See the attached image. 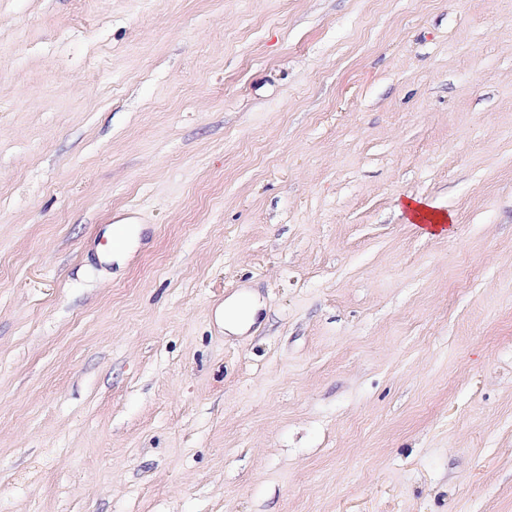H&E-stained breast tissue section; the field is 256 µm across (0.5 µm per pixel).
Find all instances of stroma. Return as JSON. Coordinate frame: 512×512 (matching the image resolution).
Returning a JSON list of instances; mask_svg holds the SVG:
<instances>
[{
  "mask_svg": "<svg viewBox=\"0 0 512 512\" xmlns=\"http://www.w3.org/2000/svg\"><path fill=\"white\" fill-rule=\"evenodd\" d=\"M0 512H512V0H0ZM403 212L407 224H413L424 234H444L448 232L446 224L455 223V216L451 212H444L426 199L408 196L403 203ZM130 224H115L109 227L106 233L112 231L109 239L112 242L111 251L112 255L108 260L115 261L122 264L125 260L128 250L133 244L135 234L138 235L140 229L138 227L129 228ZM261 310V305L248 292L232 296L224 302V329L229 333H242L252 325Z\"/></svg>",
  "mask_w": 512,
  "mask_h": 512,
  "instance_id": "1",
  "label": "stroma"
}]
</instances>
